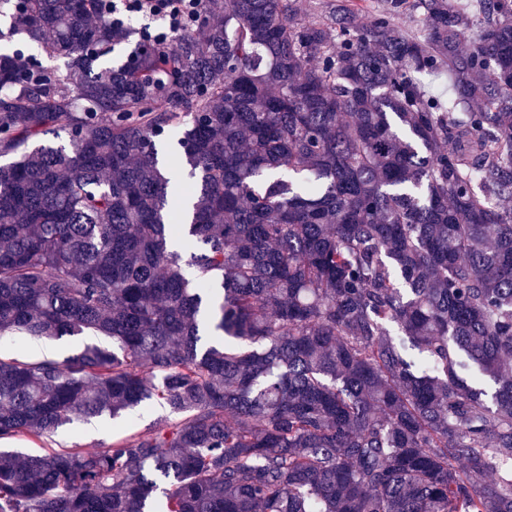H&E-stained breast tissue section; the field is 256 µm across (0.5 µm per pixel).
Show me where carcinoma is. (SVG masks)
<instances>
[{
	"instance_id": "carcinoma-1",
	"label": "carcinoma",
	"mask_w": 512,
	"mask_h": 512,
	"mask_svg": "<svg viewBox=\"0 0 512 512\" xmlns=\"http://www.w3.org/2000/svg\"><path fill=\"white\" fill-rule=\"evenodd\" d=\"M0 0V512H512V0H224L165 47ZM409 10L419 27L402 32ZM448 72L446 105L421 77ZM86 341L88 339L83 336H65L56 340H35L20 335L6 336L0 339V353L22 354L29 359L52 357L63 360L80 350ZM171 421L166 411L160 406L136 412L130 419L113 423L109 419L92 418L78 419L60 428L51 438L41 442L29 441L26 438L15 440L9 448H19L23 452L36 454L42 447L55 449L87 448L100 449L112 445V441L122 435L144 431L160 420Z\"/></svg>"
}]
</instances>
